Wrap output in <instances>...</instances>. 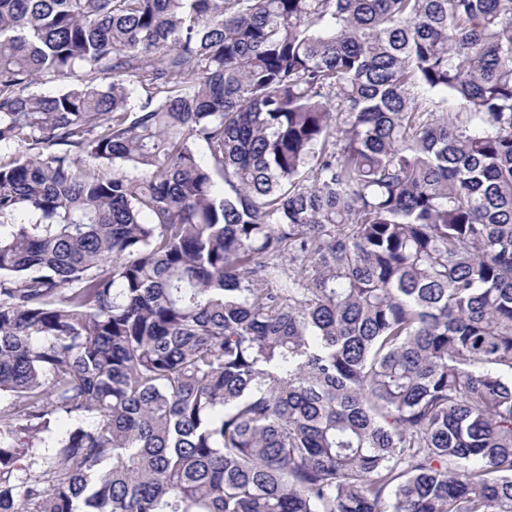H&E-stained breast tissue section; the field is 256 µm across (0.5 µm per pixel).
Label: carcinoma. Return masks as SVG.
Listing matches in <instances>:
<instances>
[{
	"label": "carcinoma",
	"mask_w": 512,
	"mask_h": 512,
	"mask_svg": "<svg viewBox=\"0 0 512 512\" xmlns=\"http://www.w3.org/2000/svg\"><path fill=\"white\" fill-rule=\"evenodd\" d=\"M0 146V512H512V0H0Z\"/></svg>",
	"instance_id": "carcinoma-1"
}]
</instances>
